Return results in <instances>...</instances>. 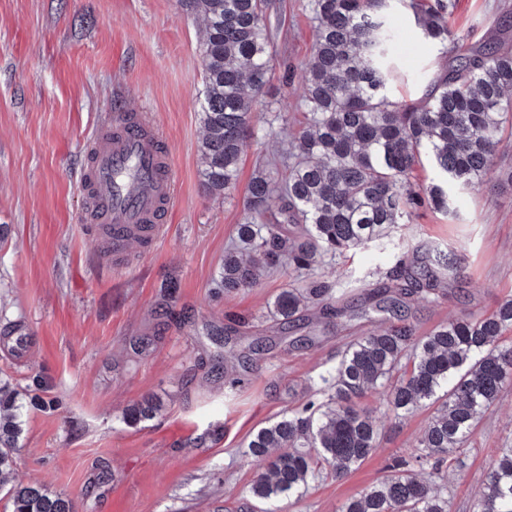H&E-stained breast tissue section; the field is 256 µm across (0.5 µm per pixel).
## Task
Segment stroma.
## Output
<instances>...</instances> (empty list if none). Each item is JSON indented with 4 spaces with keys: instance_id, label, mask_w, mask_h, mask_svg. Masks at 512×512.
<instances>
[{
    "instance_id": "stroma-1",
    "label": "stroma",
    "mask_w": 512,
    "mask_h": 512,
    "mask_svg": "<svg viewBox=\"0 0 512 512\" xmlns=\"http://www.w3.org/2000/svg\"><path fill=\"white\" fill-rule=\"evenodd\" d=\"M307 0H270L267 23L277 62L253 122L274 119L272 136L251 142L236 187L208 195L201 182L204 135L202 18L178 0H0V327L21 325L31 338L25 360L0 344V378L26 404L13 472L0 483V512L10 490L47 487L76 512H252L248 494L257 466L246 455L251 434L298 407L340 351L398 322L425 334L452 317L489 313L512 298V129H504L483 184L449 188L452 213L420 209L389 239L351 250L325 271L341 313L311 307L300 325L270 318L287 271L257 287L220 289L224 251L244 217L255 173L282 161L301 129L299 94L315 23ZM403 41L391 93L420 96L437 73L439 46L425 42L411 9L388 16ZM512 25V0H456L454 31L481 43L492 21ZM119 112H140L171 160L174 197L152 250L128 249V266L104 262L79 222L86 206L79 174L97 126ZM437 247L463 260L464 274L430 302L404 298L401 314L365 297L385 283L400 250ZM178 281L173 312L158 324L165 286ZM231 331L215 340L216 327ZM160 332L145 356L131 344ZM242 383L233 392L225 378ZM149 395L156 418L124 422L126 409ZM382 392L363 397L374 409L379 442L343 477L309 482L285 512H340L373 486L397 457L416 448L433 412L384 415ZM512 445V381L479 415L443 492L450 512H472L498 450Z\"/></svg>"
}]
</instances>
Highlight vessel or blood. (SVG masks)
I'll return each mask as SVG.
<instances>
[{
  "instance_id": "b4317fda",
  "label": "vessel or blood",
  "mask_w": 512,
  "mask_h": 512,
  "mask_svg": "<svg viewBox=\"0 0 512 512\" xmlns=\"http://www.w3.org/2000/svg\"><path fill=\"white\" fill-rule=\"evenodd\" d=\"M174 176L158 133L141 114L123 113L90 140L81 185L88 197L82 218L90 239L109 232L103 260L121 264L127 243L154 247L162 238L161 213L173 199Z\"/></svg>"
}]
</instances>
